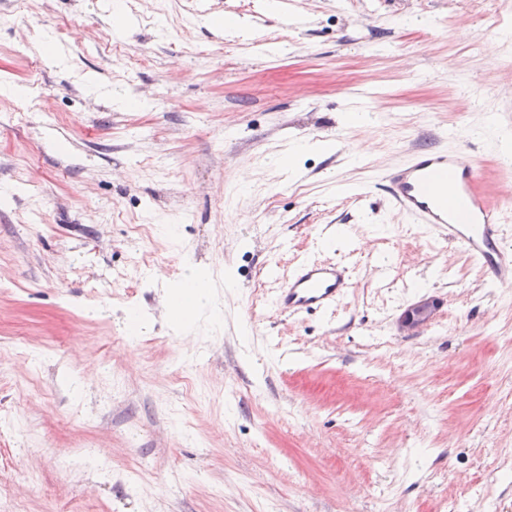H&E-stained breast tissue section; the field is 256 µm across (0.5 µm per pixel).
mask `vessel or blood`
<instances>
[{
  "mask_svg": "<svg viewBox=\"0 0 512 512\" xmlns=\"http://www.w3.org/2000/svg\"><path fill=\"white\" fill-rule=\"evenodd\" d=\"M481 169L459 152L415 153L384 175L393 206L476 260L503 287L512 286V250L504 245L502 213L477 191ZM343 262L299 264L273 296L276 309L309 315L335 308L352 286Z\"/></svg>",
  "mask_w": 512,
  "mask_h": 512,
  "instance_id": "vessel-or-blood-1",
  "label": "vessel or blood"
}]
</instances>
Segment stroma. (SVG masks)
<instances>
[{
	"instance_id": "1",
	"label": "stroma",
	"mask_w": 512,
	"mask_h": 512,
	"mask_svg": "<svg viewBox=\"0 0 512 512\" xmlns=\"http://www.w3.org/2000/svg\"><path fill=\"white\" fill-rule=\"evenodd\" d=\"M120 21L150 65L102 49ZM508 27L512 0H0V512H512V287L380 186L445 149L512 196ZM345 259L334 312L271 306ZM437 309V305L428 300L413 304L400 316V329L409 333L427 326L435 318Z\"/></svg>"
}]
</instances>
